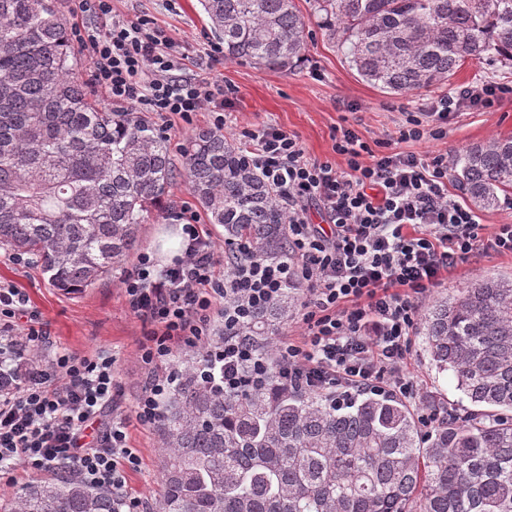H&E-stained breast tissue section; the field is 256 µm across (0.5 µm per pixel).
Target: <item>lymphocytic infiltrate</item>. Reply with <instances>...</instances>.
Returning a JSON list of instances; mask_svg holds the SVG:
<instances>
[{"mask_svg": "<svg viewBox=\"0 0 512 512\" xmlns=\"http://www.w3.org/2000/svg\"><path fill=\"white\" fill-rule=\"evenodd\" d=\"M84 24L72 41L91 62L90 80L113 106L149 112L163 129L192 124L206 112L215 130L227 125L223 81L178 76L175 42L155 20H127L112 0H73ZM493 81L432 99L399 131L403 140L443 135L460 112L488 109L505 94ZM245 157L277 192L288 254L273 261L247 237L217 245L188 204L167 217L182 226L181 257L158 267L139 252L121 288L129 311L152 330L141 345L151 373L135 398L136 421L157 422L177 380L168 364L176 345L204 350L202 382L225 395L264 390L270 378L322 393L345 386L385 391L422 406L425 394L408 371L413 330L424 294L459 262L488 253L512 255V224L484 234L477 212L448 189V156L370 147L344 128L334 150L345 168L309 156L296 134L268 125L244 129ZM321 223H313L311 213ZM303 290L301 332L281 337L273 354L258 351L241 329L288 283ZM22 288L0 283V337L41 347L47 331L28 315ZM108 354L54 353L31 368L18 388L0 394V466L22 463L49 472L71 464L82 482L112 489L125 512H144L126 488L141 459L127 443L128 421L104 420L116 382ZM423 425L436 421L424 410Z\"/></svg>", "mask_w": 512, "mask_h": 512, "instance_id": "f902f5d3", "label": "lymphocytic infiltrate"}]
</instances>
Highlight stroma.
Returning <instances> with one entry per match:
<instances>
[{
	"instance_id": "35a3bbf8",
	"label": "stroma",
	"mask_w": 512,
	"mask_h": 512,
	"mask_svg": "<svg viewBox=\"0 0 512 512\" xmlns=\"http://www.w3.org/2000/svg\"><path fill=\"white\" fill-rule=\"evenodd\" d=\"M296 4L308 22L307 58L295 70L280 72L225 60L212 64L207 53L213 38L198 0H112L116 15L128 20L147 15L167 30L176 41L183 76L212 74L230 88L226 109L233 121L224 134L240 147L248 145L243 129L273 124L296 133L311 157L335 160L342 169L345 159L333 151L334 137L341 129L354 128L364 141L375 144L396 134L408 113L427 100L483 81L507 86L509 92L492 108L459 114L449 123L446 137L397 141L394 150L441 152L453 159L472 144L512 136V70L470 63L444 84L392 95L364 81L349 66L338 43L317 25L313 0H296ZM181 236L179 224L161 216L143 225L140 247L165 266L181 255ZM486 275L512 276V257L491 253L459 264L452 275L431 288L430 294H450L454 287ZM1 282L24 288L30 312L49 333L52 351L81 355L103 351L111 355L117 381L114 413L128 414L147 375L140 344L150 327L127 309L119 279L110 277L83 292L65 293L51 287L36 264L11 259L8 252L0 250ZM409 372L440 404L466 414L468 402L457 390L452 372L438 371L431 364L423 336L414 338ZM128 444L141 458L139 469L126 474L128 489L145 505H152L159 490L163 457L155 428L131 423Z\"/></svg>"
}]
</instances>
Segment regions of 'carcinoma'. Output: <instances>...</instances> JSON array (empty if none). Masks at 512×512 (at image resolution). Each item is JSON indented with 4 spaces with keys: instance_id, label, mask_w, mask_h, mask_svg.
Instances as JSON below:
<instances>
[{
    "instance_id": "1",
    "label": "carcinoma",
    "mask_w": 512,
    "mask_h": 512,
    "mask_svg": "<svg viewBox=\"0 0 512 512\" xmlns=\"http://www.w3.org/2000/svg\"><path fill=\"white\" fill-rule=\"evenodd\" d=\"M224 60L288 70L307 48L295 0H199ZM317 17L366 82L408 93L465 64L512 68V0H314ZM77 54L56 0H0V248L26 254L62 291L124 269L150 208L182 179L224 237L265 257L287 243L275 190L224 133L201 129L183 169L166 136L110 112L74 76ZM456 180L477 207L512 205V137L467 148ZM300 299L290 284L241 336H266ZM425 350L473 406L423 437L388 394L314 395L273 381L246 399L178 373L157 423L164 448L155 512H512V277H481L430 302ZM112 490L68 465L0 512H118Z\"/></svg>"
}]
</instances>
